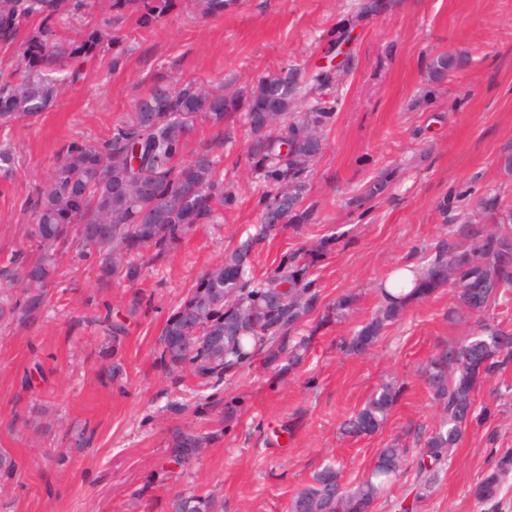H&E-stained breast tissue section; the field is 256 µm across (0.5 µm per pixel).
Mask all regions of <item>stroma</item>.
Segmentation results:
<instances>
[{
	"label": "stroma",
	"mask_w": 512,
	"mask_h": 512,
	"mask_svg": "<svg viewBox=\"0 0 512 512\" xmlns=\"http://www.w3.org/2000/svg\"><path fill=\"white\" fill-rule=\"evenodd\" d=\"M359 0H238L230 12L203 14L196 0H175L162 21L95 7L61 25L63 38L100 26L122 40L83 64L78 81L63 79L54 107L33 119L0 125V144L17 159L0 180V289L21 298L11 275L37 244L28 235L29 200L73 145H100L133 112L155 82L223 84L250 90L283 67L300 76L329 64L339 31L349 30L348 59L327 92L336 120L309 175V219L258 242L256 276L300 248L326 245L311 270L320 292L301 329L310 351L302 365L280 358L218 383L160 360L167 319L206 270L254 232L263 189L246 156L250 134L234 119L230 139L198 123L191 149L214 146L236 202L197 224L164 256L140 260L132 280L99 262L59 253L42 307L0 316V512H170L180 493L206 495L214 512H288L294 494L326 464L343 481L360 480L381 448H419L438 424L422 369L439 345L471 332L474 315L459 310L443 286L409 305L367 353L342 349L381 302L393 265L418 271L448 241V227L478 219L482 198L512 204V173L500 159L512 151V0H390L358 17ZM469 56V66L432 85L429 67L443 52ZM384 169L393 173L381 198L354 200ZM343 294L354 302L340 320L321 323ZM126 325L113 340L91 314ZM399 395L374 434L350 438L341 423L381 384ZM512 366L481 387L478 406L490 416L472 426L439 467L424 498L415 469L376 504L375 512H484L473 488L512 451ZM210 440L201 459L182 468L168 449L175 428Z\"/></svg>",
	"instance_id": "1"
}]
</instances>
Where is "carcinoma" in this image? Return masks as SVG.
Returning a JSON list of instances; mask_svg holds the SVG:
<instances>
[{"label":"carcinoma","mask_w":512,"mask_h":512,"mask_svg":"<svg viewBox=\"0 0 512 512\" xmlns=\"http://www.w3.org/2000/svg\"><path fill=\"white\" fill-rule=\"evenodd\" d=\"M115 11L132 10L138 22L161 20L173 0H101ZM90 5V0H0V44L11 46L34 22L22 43L24 63L0 79V122L34 118L50 109L58 86L54 74L68 64L91 57L101 48L119 45L112 33L86 27L73 40L60 36L58 23ZM236 0H203L206 15H221ZM463 54L442 53L430 65V80L441 83L448 73L467 66ZM330 75L315 71L303 79L286 67L262 76L250 94H225L224 87H206L187 81L172 87L154 85L140 97L135 112L112 138L100 146H71L50 178L37 190L30 209L31 237L43 252L23 261L14 280L30 292L22 309L35 312L43 303L54 270L50 249H75L86 260L97 256L112 274L133 279L139 269L129 257L150 252L157 258L174 248L195 224L210 219L215 207L235 202L233 186L224 184L220 160L212 148L189 154L190 136L198 119L221 128L231 115L242 117L251 139L247 155L251 170L266 188L262 216L255 233L204 273L178 309L168 318L160 338V357L172 368L189 367L197 376L224 378L250 363L269 344L270 361L288 357L291 365L303 362L308 339L293 336L314 309L318 291L309 279L317 253L299 248L282 257L274 271L254 281L250 252L280 224L306 219L302 208L308 192V175L324 153L323 128L332 124L334 106L317 91ZM300 100L308 111L296 112ZM287 150H282V147ZM139 150L140 165L129 169L127 154ZM15 157L0 148V177L11 178ZM391 173L379 175L365 198L383 195ZM480 224H459L453 239L426 269L408 296L384 292L381 308L345 344V351L360 354L374 346L379 336L413 301L422 300L445 284L457 294L458 307L477 316L492 307L512 305V207L498 196L483 199ZM352 299L341 297L325 308L321 320L341 318ZM512 362V330L477 321L470 337L441 347L423 368L426 384L443 407L444 416L416 455L417 484L428 490L437 467L476 420L473 392ZM398 391L381 385L365 405L344 423L350 435L376 432L385 422ZM206 437L189 429L172 432L173 460L189 465L205 447ZM406 448L381 449L372 468L355 487L341 484L339 470L327 465L293 496L290 512H373L375 503L396 484L407 461ZM512 473V455L499 458L474 487L478 504L495 512L504 478ZM212 499L178 495L172 512H212Z\"/></svg>","instance_id":"obj_1"}]
</instances>
